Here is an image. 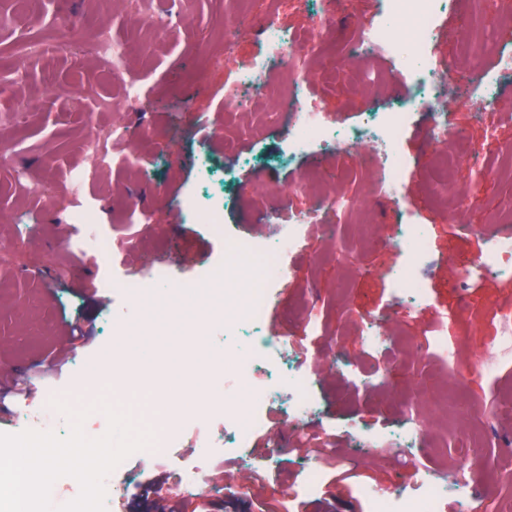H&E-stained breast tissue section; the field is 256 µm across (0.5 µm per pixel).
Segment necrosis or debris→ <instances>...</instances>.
Instances as JSON below:
<instances>
[{
  "label": "necrosis or debris",
  "mask_w": 512,
  "mask_h": 512,
  "mask_svg": "<svg viewBox=\"0 0 512 512\" xmlns=\"http://www.w3.org/2000/svg\"><path fill=\"white\" fill-rule=\"evenodd\" d=\"M459 0H383L382 20L357 24L351 40V50L357 54H372L384 50L394 63L414 79L412 93L392 102L387 107L373 106L365 112L359 126L346 128L329 125L317 119L307 104L306 90L301 83L290 86L287 97L280 105L281 111L292 113L293 122L288 128V152L298 155L316 146L333 145L349 150L370 144L378 156L379 179L386 195H393L404 185L406 160L398 145L411 119L413 105L420 104L432 110V139L440 146L434 155L435 162L449 163L450 157L443 145L451 136L448 122V100L460 97L461 87L478 91L486 98H493L497 86L487 73L470 70L467 80L458 76L459 59L472 53V38H464L457 56L448 60L445 68L432 66V41L438 17L444 12L456 11ZM239 29L259 35L266 47L264 58L236 59L232 65L241 84L262 90L266 74L271 68L295 71L307 44L285 32L274 13L261 16L242 15ZM202 223L212 227L224 239V249L232 254L247 276L238 279L236 287L226 288L215 283L208 275L201 276L197 290L168 289L157 295L154 282L167 279L164 264L154 265L147 276L112 280V287L123 290L132 308L127 316L115 323L114 329L122 334L147 332L154 336L175 341L186 327L202 325L223 319L225 332L236 329L262 327L269 306L274 300V290L285 276L282 258L292 249L307 224L313 223L312 213L288 215L283 232L272 233L269 240L259 242L229 233L217 208L198 209ZM388 248L403 250L405 261L395 275V285L402 299L410 305L422 304L427 296L424 283L415 269L423 253L425 238L419 225L399 224L393 232L381 237ZM496 275L512 277V237L489 236L485 249L476 265L465 267L464 280L478 286L484 279ZM224 369L237 380H245L259 370L270 372V383L258 390L252 402L238 404L233 417L225 421L222 429L208 432L197 457L198 464L177 468L174 486L183 492L202 489V464L215 449L227 448L239 458H247L254 435L267 425L261 402L269 394L286 391L285 414L290 422L300 423L304 414L316 411L317 405L307 390L308 381L299 367L282 371L271 369L270 359L260 349L234 350L224 354ZM56 389H48L47 399L40 408L20 406L16 429L24 431L58 432L65 424V417L52 405L57 399ZM475 473L455 470L451 475L432 476L421 472L413 492L394 488L383 492L363 489L362 495L368 512H442L448 496L462 497L466 512H484L482 500L469 496V489L477 486Z\"/></svg>",
  "instance_id": "1"
}]
</instances>
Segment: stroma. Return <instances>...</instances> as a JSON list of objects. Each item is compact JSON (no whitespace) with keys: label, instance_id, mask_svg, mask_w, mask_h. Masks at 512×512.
<instances>
[{"label":"stroma","instance_id":"35a3bbf8","mask_svg":"<svg viewBox=\"0 0 512 512\" xmlns=\"http://www.w3.org/2000/svg\"><path fill=\"white\" fill-rule=\"evenodd\" d=\"M319 0H0L9 19L0 23V145L12 156L0 162V432H11L20 403L38 407L43 389L56 386L83 395L92 411L83 426L105 432L99 401L125 409L128 398L157 413L170 406L183 423L167 456L133 453L126 461L133 485L111 512H131L146 483L181 504L182 512H367L362 488L376 483L412 487L418 469L447 473L465 465L486 476L487 512H512V452L495 462L475 461L473 451L512 440V360L486 370L473 357L496 353L501 318L512 317V279L488 277L478 293L459 288L461 260L477 258L483 231L499 208L512 202V73L496 76L493 103L475 97L451 107L463 140L481 143L477 166L459 163L456 184L463 200L431 201L423 190L433 176L428 139L430 115L413 111L399 143L409 163L407 192L388 203L377 193L363 161L335 147L288 157V124L266 113L293 78L307 83L325 122L357 125L373 104L407 93L400 76L385 86L354 92L352 74L386 58L347 55L355 23L377 19L379 0H347L345 21L334 30L314 29ZM278 9L283 28L307 38L310 48L297 74L272 70L263 94L239 92L226 52L240 58L263 53L260 39L239 34L241 14ZM70 16L80 39L67 53L48 52L58 39L54 19ZM166 16L164 34L140 26L142 16ZM481 51L475 66L491 69L499 50L511 49L512 23L500 16L497 0L477 15ZM108 34L124 49L122 73L93 47ZM105 138L112 164L98 167L95 143ZM230 172L223 198L224 224L258 240L273 227L278 208L295 213L316 208L327 187L343 190L362 211H321L320 223L305 229L285 260L287 275L268 309L263 334L270 345L284 341L309 378L319 402L308 415L309 432L339 452L352 455L349 478L325 460L311 461L292 448L282 396L264 399L269 430L280 436L279 452L254 436L248 462L218 451L203 470L208 489L180 494L169 486L176 465L193 462L203 429L192 420L194 401L206 390L186 393L178 379L146 371L142 349L123 345L112 322L130 305L119 291L105 290L110 278L145 273L144 259L169 269L170 287L188 284L198 272L224 274L232 260L223 239L181 210L179 200L199 189L198 154ZM151 211V221L132 215L131 205ZM99 213L97 230L112 240L109 263L95 260L86 241L69 245L63 233L80 213ZM420 224L428 248L420 267L428 298L410 309L393 285L403 262L397 249L365 239L361 227ZM374 313L387 334L377 349L362 341L366 315ZM442 326L456 351V369L409 345L426 326ZM408 367L390 371L383 383L374 373L387 360ZM123 381L112 385L114 361ZM360 386H352V379ZM412 405L427 421L435 441L421 440L410 461L390 453L403 428L402 410ZM472 436V451L460 438ZM318 465L321 490L299 494L305 470Z\"/></svg>","mask_w":512,"mask_h":512}]
</instances>
